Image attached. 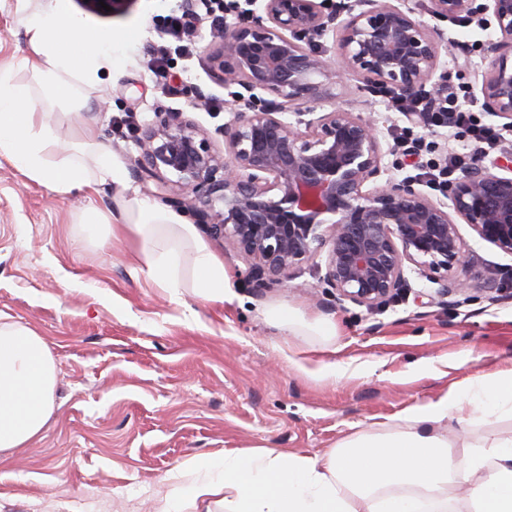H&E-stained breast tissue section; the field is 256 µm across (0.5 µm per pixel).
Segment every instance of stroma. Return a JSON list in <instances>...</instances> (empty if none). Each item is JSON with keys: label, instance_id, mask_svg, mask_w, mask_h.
Instances as JSON below:
<instances>
[{"label": "stroma", "instance_id": "obj_1", "mask_svg": "<svg viewBox=\"0 0 512 512\" xmlns=\"http://www.w3.org/2000/svg\"><path fill=\"white\" fill-rule=\"evenodd\" d=\"M68 4L93 33L131 31L135 40L112 74L83 85L90 111L56 119L62 142L87 124L127 162L154 113L180 110L222 144L232 90L204 65L217 23L203 17L193 53L171 55L168 91L147 62L165 45L161 26L183 0H128L116 13L88 0ZM445 29L457 47L441 56L442 71L473 100L482 123L503 127L483 110L476 87L489 31L459 22ZM25 53L13 0H0V67L30 88ZM332 92L379 129L394 179L415 178L428 160L465 149L440 127L425 133V148L408 151L395 139L405 119L391 95L361 90L353 77ZM116 194L106 184L61 197L0 159V317L43 336L56 364L44 429L0 460V512H161L167 476L187 459L258 447L320 456L475 371L512 369V256L469 225L460 227L468 264L456 277L470 285L461 295L440 298L435 283L411 271L404 293L360 306L324 283L321 254L260 289L237 250L211 238L230 301L210 303L188 290L175 302L137 271L128 240L101 247L83 232L86 213L110 210ZM489 281L495 291H485ZM274 306L335 323V338L289 345L264 318ZM329 363L335 374L318 376Z\"/></svg>", "mask_w": 512, "mask_h": 512}]
</instances>
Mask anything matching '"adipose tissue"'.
<instances>
[{"label":"adipose tissue","instance_id":"adipose-tissue-1","mask_svg":"<svg viewBox=\"0 0 512 512\" xmlns=\"http://www.w3.org/2000/svg\"><path fill=\"white\" fill-rule=\"evenodd\" d=\"M39 96L0 68V158L63 196L112 183L109 212L89 211L85 231L120 233L136 247L138 269L171 300L184 288L224 302L223 263L195 226L156 203L127 196L124 162L79 129L74 146L60 143L51 110L69 117L90 109L80 83L112 69L132 32L89 34L67 0H15ZM55 362L42 336L0 322V455L36 438L53 408ZM512 420V370L478 372L463 387L408 408L394 423L339 441L322 456L274 448L234 449L222 460L201 456L168 476L172 492L215 498L227 512H512V432L454 443L444 420L472 426L475 413Z\"/></svg>","mask_w":512,"mask_h":512}]
</instances>
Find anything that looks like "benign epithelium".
I'll use <instances>...</instances> for the list:
<instances>
[{
  "label": "benign epithelium",
  "instance_id": "7a95c632",
  "mask_svg": "<svg viewBox=\"0 0 512 512\" xmlns=\"http://www.w3.org/2000/svg\"><path fill=\"white\" fill-rule=\"evenodd\" d=\"M263 14L223 23L207 64L236 85L224 147L183 112H157L141 129L133 158L155 196L192 213L211 236L234 245L260 288L327 249L323 281L340 298L377 306L406 285L410 267L429 275L442 296L465 291L453 274L466 264L459 225L512 255V154L475 164L436 200L410 181L387 178L379 133L346 107L315 115L332 98L326 84L347 73L362 89L400 99L443 98L435 78L441 51L455 39L416 17L407 0H349L325 11L321 0H253ZM431 15L482 27L486 43L480 93L486 111L512 127V0H431ZM335 35L338 62L314 37Z\"/></svg>",
  "mask_w": 512,
  "mask_h": 512
}]
</instances>
